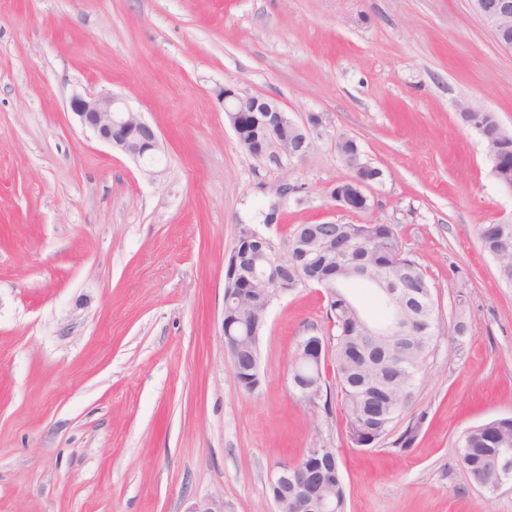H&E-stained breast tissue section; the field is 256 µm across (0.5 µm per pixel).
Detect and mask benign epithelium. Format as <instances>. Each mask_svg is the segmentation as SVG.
Returning <instances> with one entry per match:
<instances>
[{"instance_id":"1","label":"benign epithelium","mask_w":512,"mask_h":512,"mask_svg":"<svg viewBox=\"0 0 512 512\" xmlns=\"http://www.w3.org/2000/svg\"><path fill=\"white\" fill-rule=\"evenodd\" d=\"M477 13L485 25L492 31L503 28L512 16V0H474ZM218 96L224 102V112L233 130L251 127L257 131L246 151L254 157H262L268 149L275 148L280 153L301 159L307 155L312 146V134L322 127V117L313 114L304 125H299L288 117L276 102L259 96H242L229 87H222ZM71 112L78 118L82 127L89 129L102 142L111 148L140 161L145 168L153 164L156 153L161 149L160 138L155 129L139 113L133 111L115 94H92L75 92L70 98ZM465 122L474 129L484 131L485 111L463 107ZM293 127L299 137L288 140L285 130ZM486 143L493 145L490 156L498 163H509L512 159V142L501 135H486ZM376 179L366 174L352 179V194L360 201L368 200L367 192ZM329 196L336 205L347 211H360V201H353L345 190L336 186L329 191ZM237 244L244 245L239 250L233 249L228 256L225 272L231 280L242 284L236 289L232 299L240 297L256 286L271 291L273 298L288 293V278L284 271L288 269V258L277 255L269 239L251 228H244L239 234ZM288 249L295 254L294 260L298 270L312 264V258L322 252L336 250V236L314 235L304 241L289 240ZM375 282L388 297L389 309L393 322L388 330L403 336L409 332V323L400 312L401 298L405 290L401 288V276L398 272H389L375 277ZM256 336H226L224 347L230 359H236L239 346L255 343ZM298 352L304 353L303 360L310 363L321 361L328 353L327 338L308 336L299 345ZM512 479V451L503 450L499 455L497 486ZM325 480L324 474L314 466L302 467L298 463H287L270 477L269 487L275 489L271 500L276 512H329L327 499L317 496L319 485ZM187 512H226L224 500L208 498L195 501Z\"/></svg>"}]
</instances>
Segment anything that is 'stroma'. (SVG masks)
I'll return each mask as SVG.
<instances>
[{
	"label": "stroma",
	"mask_w": 512,
	"mask_h": 512,
	"mask_svg": "<svg viewBox=\"0 0 512 512\" xmlns=\"http://www.w3.org/2000/svg\"><path fill=\"white\" fill-rule=\"evenodd\" d=\"M225 86L321 115L309 153H246ZM77 91L157 129L152 172L79 125ZM463 104L512 133V52L472 0H0V512H272L271 474L308 448L335 449L346 512H512V483L458 462L466 428L512 417V287L478 237L512 192ZM342 137L383 172L362 212L329 196ZM331 220L393 225L441 323L370 449L334 379L313 404L291 385L299 342L330 332L316 286L269 308L254 391L224 347L241 227L283 257Z\"/></svg>",
	"instance_id": "1"
}]
</instances>
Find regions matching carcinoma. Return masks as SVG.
Returning <instances> with one entry per match:
<instances>
[{
  "mask_svg": "<svg viewBox=\"0 0 512 512\" xmlns=\"http://www.w3.org/2000/svg\"><path fill=\"white\" fill-rule=\"evenodd\" d=\"M358 145L349 140L338 151L350 172L358 165ZM331 229L348 240L354 257L366 263L404 266L405 292L412 304L411 319L415 329L410 336L406 352L410 374L389 364L382 354L379 338L367 333L359 334L353 315L358 306L348 294V287L337 288L336 299L328 305V318L333 323L329 333L328 360L333 367L336 384L342 396V408L347 419L350 441L360 448H372L387 435L391 425L407 403L420 365L432 345L439 329V318L434 305L425 295L431 291L421 266L405 255L398 235L390 224H302L293 232L295 236H308ZM512 239V224H484L478 229L483 248L490 254L498 249V239ZM250 354L238 355L237 374L245 390L255 389L257 380L248 373ZM459 458L469 473H478L493 482L498 475L497 449L512 448V419H494L466 429L458 441ZM335 512H346V490L339 480H330L324 491Z\"/></svg>",
  "mask_w": 512,
  "mask_h": 512,
  "instance_id": "obj_1",
  "label": "carcinoma"
}]
</instances>
